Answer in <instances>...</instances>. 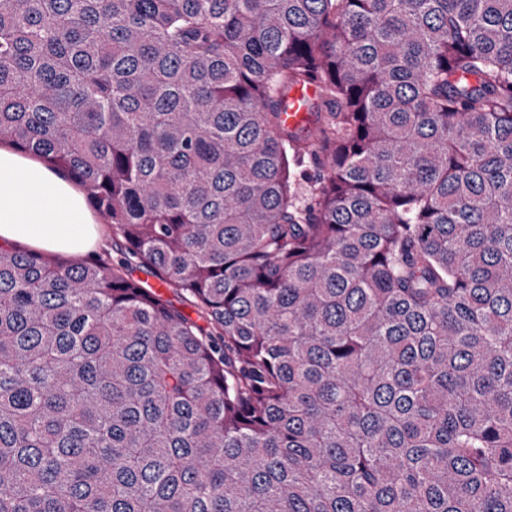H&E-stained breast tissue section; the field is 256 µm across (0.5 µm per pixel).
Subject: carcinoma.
I'll return each instance as SVG.
<instances>
[{
	"instance_id": "cac0c4a2",
	"label": "carcinoma",
	"mask_w": 512,
	"mask_h": 512,
	"mask_svg": "<svg viewBox=\"0 0 512 512\" xmlns=\"http://www.w3.org/2000/svg\"><path fill=\"white\" fill-rule=\"evenodd\" d=\"M2 142L0 512H512V0H0ZM315 88L309 86L306 89H297L292 91L288 96V112H284L283 119L288 127L294 128L304 124L308 118L305 112L306 100L312 97ZM86 202L64 174L10 145H0L1 244H25L20 246L40 253L79 251L93 258L108 253L116 259L122 243L112 237L110 226L99 218L96 222ZM98 229L103 240L89 251L98 240Z\"/></svg>"
}]
</instances>
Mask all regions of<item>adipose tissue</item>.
I'll return each mask as SVG.
<instances>
[{"mask_svg":"<svg viewBox=\"0 0 512 512\" xmlns=\"http://www.w3.org/2000/svg\"><path fill=\"white\" fill-rule=\"evenodd\" d=\"M96 217L70 178L0 145V243L54 253L89 251Z\"/></svg>","mask_w":512,"mask_h":512,"instance_id":"ef3b65f1","label":"adipose tissue"}]
</instances>
